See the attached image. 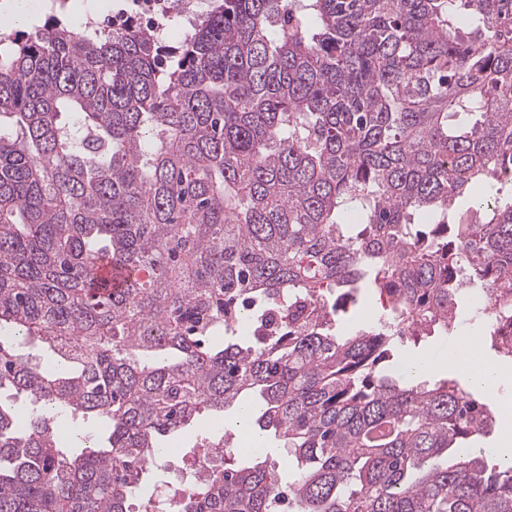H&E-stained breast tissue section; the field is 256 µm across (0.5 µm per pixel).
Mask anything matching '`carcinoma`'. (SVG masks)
<instances>
[{
	"label": "carcinoma",
	"instance_id": "obj_1",
	"mask_svg": "<svg viewBox=\"0 0 512 512\" xmlns=\"http://www.w3.org/2000/svg\"><path fill=\"white\" fill-rule=\"evenodd\" d=\"M207 4L167 61L54 14L0 47V390L43 405L0 403V512H129L203 411L222 463L144 512H512L474 388L376 375L512 294V0ZM484 328L512 360V299ZM58 426L66 434L71 430L72 432L89 433L100 439H104L106 436V431L102 427L97 426L93 422L84 421L82 415L78 413L72 417L60 420Z\"/></svg>",
	"mask_w": 512,
	"mask_h": 512
}]
</instances>
